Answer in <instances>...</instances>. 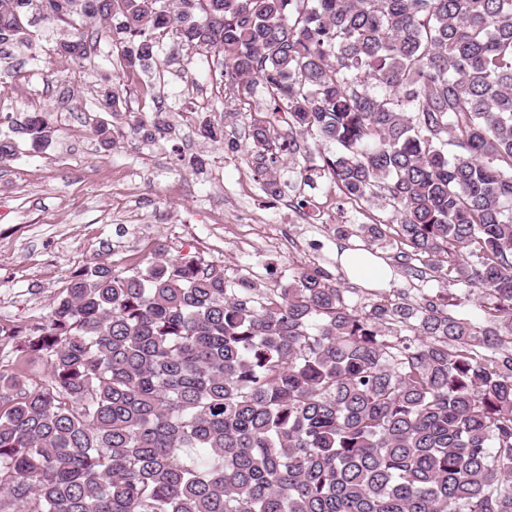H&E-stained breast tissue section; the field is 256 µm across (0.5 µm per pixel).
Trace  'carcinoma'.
I'll return each mask as SVG.
<instances>
[{
  "instance_id": "1",
  "label": "carcinoma",
  "mask_w": 512,
  "mask_h": 512,
  "mask_svg": "<svg viewBox=\"0 0 512 512\" xmlns=\"http://www.w3.org/2000/svg\"><path fill=\"white\" fill-rule=\"evenodd\" d=\"M41 23L76 67L95 38L118 50L91 124L107 147L118 124L172 137L159 106L127 118L124 78L181 48L221 96L226 71L239 100L262 88L265 191L305 139L337 145L300 182L383 202L393 266L478 291L483 319L381 288L352 305L319 266L261 289L160 250L97 260L43 317L0 324L44 366L0 370V512H512V0H0L1 47ZM51 116L18 132L39 147ZM18 148L0 133V161Z\"/></svg>"
}]
</instances>
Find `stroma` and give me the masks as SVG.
I'll use <instances>...</instances> for the list:
<instances>
[{
    "label": "stroma",
    "mask_w": 512,
    "mask_h": 512,
    "mask_svg": "<svg viewBox=\"0 0 512 512\" xmlns=\"http://www.w3.org/2000/svg\"><path fill=\"white\" fill-rule=\"evenodd\" d=\"M35 50L10 46L13 75L0 82V118L22 121L27 113L53 109L50 142L32 148L18 137L19 153L0 162V322L21 324L47 313L75 271L104 259L132 268L145 264L151 249L164 245L170 257H201L223 267L230 282L245 279L263 288H284L296 269L318 264L336 270V246L359 240L340 225L392 224L391 210L342 203L327 179L313 190L292 189V172L282 174L280 196L264 193L246 150L248 126L266 109L256 90L248 103L219 101L208 70L193 64V84L166 74L145 101L142 86L152 71L127 76L124 109L135 114L150 103L166 108L174 125L169 143L121 140L100 147L89 126L99 113L98 87L112 76V46L100 41L86 67L73 71L55 57L58 32L35 27ZM222 127L213 142L200 134L202 122ZM201 158L198 167L187 159ZM308 206L297 208L299 198ZM247 214L250 224L238 223ZM390 292H447L462 297L461 312L482 315L478 294L457 285L418 280L390 272Z\"/></svg>",
    "instance_id": "1"
}]
</instances>
